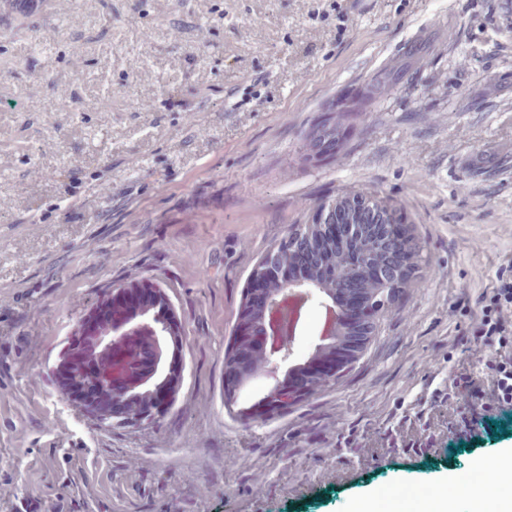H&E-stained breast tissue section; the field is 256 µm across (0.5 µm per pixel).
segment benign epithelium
<instances>
[{"mask_svg": "<svg viewBox=\"0 0 512 512\" xmlns=\"http://www.w3.org/2000/svg\"><path fill=\"white\" fill-rule=\"evenodd\" d=\"M384 212L393 210L360 195L323 203L314 211L311 223L290 226L285 243L265 252L246 286L236 326L240 349L227 359L226 384L233 386L253 376L251 360L261 354L264 343V337L252 335L256 320L284 297L323 305L319 284L331 288L332 303L344 325H349V309H364L367 321L354 335L375 334L378 322L370 315L389 304L391 289L400 287L403 273L423 252L407 225L385 223ZM108 308L111 319L93 317L91 335L99 337L98 356L89 358L65 349V392L82 404L89 403L100 428L149 422L145 402L157 396L159 384H169L182 369L168 365L166 355V337L174 329L175 310L158 292L138 289L112 292ZM354 355L355 351L344 348L336 352L331 361L307 374L309 387L301 392L293 386L294 379L281 378L282 365L293 356V346L265 355L263 378L269 389L262 405L272 411L301 400V393L309 394L336 378ZM87 374L112 385V400L99 395L88 401L86 392L76 385V377Z\"/></svg>", "mask_w": 512, "mask_h": 512, "instance_id": "7a95c632", "label": "benign epithelium"}]
</instances>
